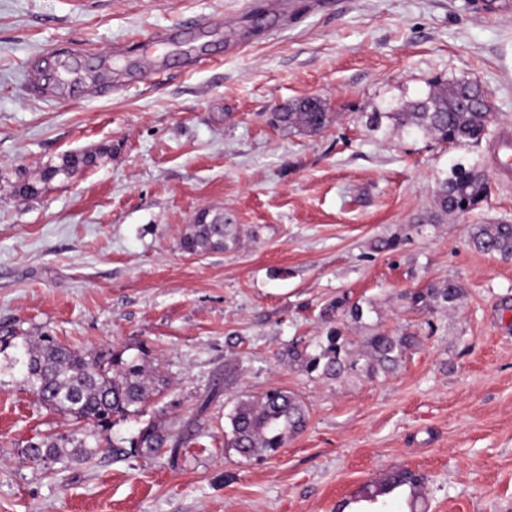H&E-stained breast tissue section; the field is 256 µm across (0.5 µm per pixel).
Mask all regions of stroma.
<instances>
[{
    "label": "stroma",
    "instance_id": "stroma-1",
    "mask_svg": "<svg viewBox=\"0 0 512 512\" xmlns=\"http://www.w3.org/2000/svg\"><path fill=\"white\" fill-rule=\"evenodd\" d=\"M190 20V41L164 39ZM61 60L77 65L74 91H32ZM438 78L487 91L480 143L393 127ZM310 96L333 114L323 131L271 125ZM506 131L512 15L477 0H0V339L142 356L166 388L96 440L174 420L186 439L174 461L29 459L30 443L86 425L37 402L0 342V512H336L396 467L426 484L417 506L404 491L387 512H512V257L468 243L473 225L512 224L493 155ZM99 148L95 167L18 194ZM476 164L487 200L405 237L437 180ZM203 209L237 224V249L183 251ZM392 234L397 250H372ZM448 279L454 311L402 298ZM343 293L373 306L341 319L354 340L420 335L394 373L328 380L285 357L325 334L320 311ZM275 388L304 401L306 427L273 457L242 458L229 416ZM99 151L74 152L64 155L59 165L46 166L38 182H27L19 187V193L25 196H32L39 192L40 184H45L57 178L60 175L70 176L80 170L93 166L99 156L103 153Z\"/></svg>",
    "mask_w": 512,
    "mask_h": 512
}]
</instances>
